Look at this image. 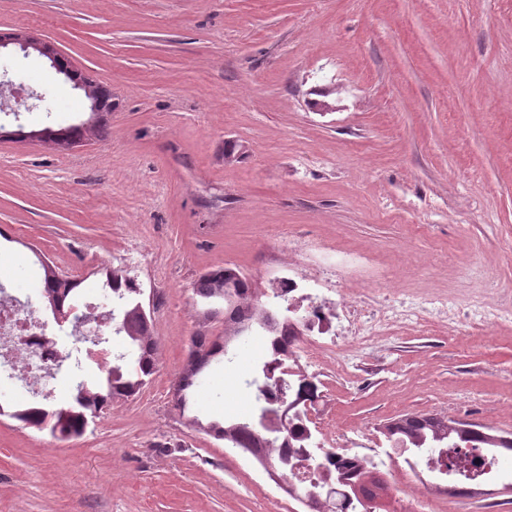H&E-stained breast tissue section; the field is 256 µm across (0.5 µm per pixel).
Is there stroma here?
Listing matches in <instances>:
<instances>
[{
	"instance_id": "obj_1",
	"label": "stroma",
	"mask_w": 512,
	"mask_h": 512,
	"mask_svg": "<svg viewBox=\"0 0 512 512\" xmlns=\"http://www.w3.org/2000/svg\"><path fill=\"white\" fill-rule=\"evenodd\" d=\"M53 43L112 93L104 133L67 151L0 141V283L39 309L81 373L41 295L37 259L90 278L77 310L104 301L98 267L125 270L153 305L157 370L85 434L23 427L29 398L0 376V512H303L260 465L189 423L255 412L232 379L263 361V337L229 345L237 364L201 376L187 411L174 387L200 328L192 284L216 265L256 287L280 268L327 302L343 361L296 368L317 386L313 433L384 460L393 512H512V455L485 495L415 494L423 457L381 434L437 413L512 433V0H0V34ZM47 94L15 129L67 125L88 101L46 61L0 55V76ZM327 100L330 112L314 103ZM240 145L237 162L224 146ZM445 300L432 330L365 346L345 317Z\"/></svg>"
}]
</instances>
